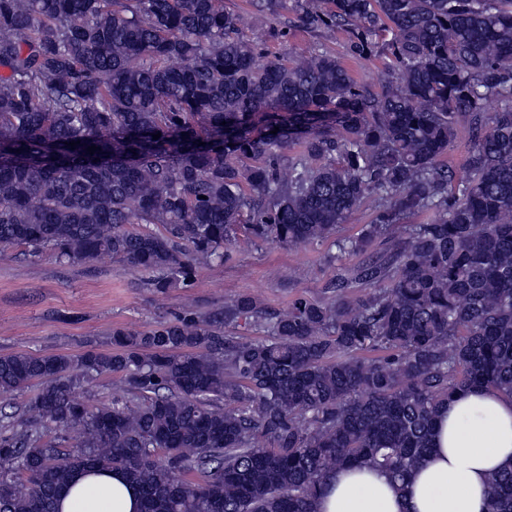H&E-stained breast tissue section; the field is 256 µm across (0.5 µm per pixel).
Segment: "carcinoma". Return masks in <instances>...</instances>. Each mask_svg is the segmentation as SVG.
<instances>
[{"label": "carcinoma", "instance_id": "1", "mask_svg": "<svg viewBox=\"0 0 512 512\" xmlns=\"http://www.w3.org/2000/svg\"><path fill=\"white\" fill-rule=\"evenodd\" d=\"M297 27L393 73L375 92L327 50L270 56L224 0H0V254L111 255L162 292L241 229L330 239V262L386 244L326 302L242 296L110 352L0 355L1 394L40 384L0 413V512H59L87 468L122 470L141 512H315L338 468L404 482L453 393L512 396V0H304ZM369 198L373 221L335 237ZM241 321L268 338L224 335ZM75 372L121 375L127 400L76 399ZM488 493L512 512V469ZM468 145V133L464 128L458 130L457 138L448 151L447 163L452 167L458 176L465 174L464 162Z\"/></svg>", "mask_w": 512, "mask_h": 512}]
</instances>
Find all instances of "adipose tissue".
Listing matches in <instances>:
<instances>
[{
    "label": "adipose tissue",
    "mask_w": 512,
    "mask_h": 512,
    "mask_svg": "<svg viewBox=\"0 0 512 512\" xmlns=\"http://www.w3.org/2000/svg\"><path fill=\"white\" fill-rule=\"evenodd\" d=\"M512 467V396L470 389L440 409L429 461L399 483L385 471L342 468L322 485L316 512H489L492 475ZM60 512H140L118 470L76 472Z\"/></svg>",
    "instance_id": "1"
}]
</instances>
